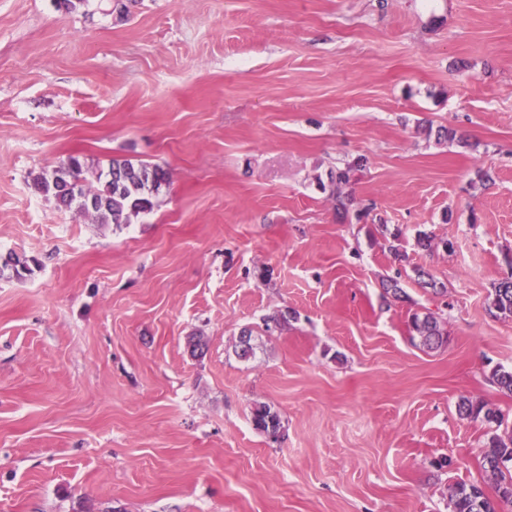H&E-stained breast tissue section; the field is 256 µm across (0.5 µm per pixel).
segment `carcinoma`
Returning <instances> with one entry per match:
<instances>
[{
    "mask_svg": "<svg viewBox=\"0 0 512 512\" xmlns=\"http://www.w3.org/2000/svg\"><path fill=\"white\" fill-rule=\"evenodd\" d=\"M354 165H362V160L355 161ZM352 166L336 172L330 191L336 213L344 219L349 218L353 206L352 195L347 190ZM168 179V172L159 165L114 158L108 171L97 175L96 184L91 185L84 175L81 161L70 157L52 171L34 175L31 186L38 193L52 195L59 207H74L91 215L98 224L118 225L129 224L132 217L151 211L156 195ZM416 244L427 252L438 248L446 251L450 246L448 241H437L425 232L418 234ZM7 270L18 278L31 272L27 260L17 254L9 255L0 265V274ZM488 311L495 318H512V276L494 285L489 294ZM412 328L428 349H434L444 341L438 318L431 312L413 315ZM241 336L235 346V354L247 360L254 355L252 334L244 331ZM457 410L462 416L480 419L488 425L482 446V466L494 479L495 495L488 496L478 483H457L448 491L450 512H512V429L503 427L500 412L481 401L463 397ZM252 422L255 429L268 436L281 430L280 416L265 404L255 406Z\"/></svg>",
    "mask_w": 512,
    "mask_h": 512,
    "instance_id": "cac0c4a2",
    "label": "carcinoma"
}]
</instances>
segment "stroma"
Listing matches in <instances>:
<instances>
[{"mask_svg":"<svg viewBox=\"0 0 512 512\" xmlns=\"http://www.w3.org/2000/svg\"><path fill=\"white\" fill-rule=\"evenodd\" d=\"M71 155L169 183L95 224L29 186ZM359 158L368 215L343 221L331 179ZM11 251L35 265L0 277V512H450L485 480L460 398L512 426V320L487 311L512 273V0H0ZM412 328L420 336L422 345L427 349L437 348L444 341L445 334L440 327L438 318L431 312L424 313L422 316L414 314ZM252 422L255 429L265 433L268 437L271 434H278L282 428L278 413L265 404L255 406L252 411Z\"/></svg>","mask_w":512,"mask_h":512,"instance_id":"1","label":"stroma"}]
</instances>
